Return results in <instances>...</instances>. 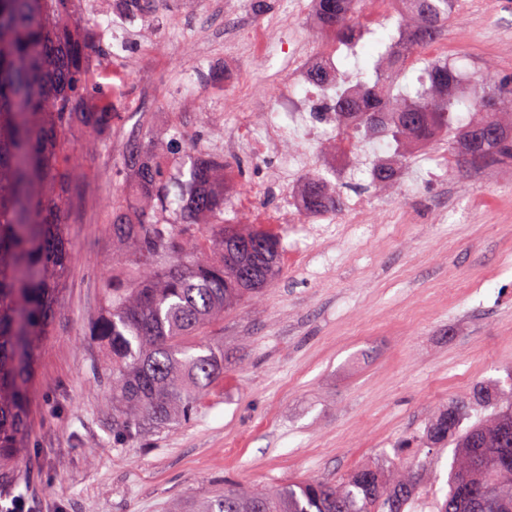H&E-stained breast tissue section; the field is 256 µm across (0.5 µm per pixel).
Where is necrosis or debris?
<instances>
[{"instance_id": "necrosis-or-debris-1", "label": "necrosis or debris", "mask_w": 512, "mask_h": 512, "mask_svg": "<svg viewBox=\"0 0 512 512\" xmlns=\"http://www.w3.org/2000/svg\"><path fill=\"white\" fill-rule=\"evenodd\" d=\"M301 0H289L287 21H262L253 15L241 16L230 28L227 46L235 52L269 56L283 52L289 74L299 75L305 91L302 98L287 94L285 98L269 101L260 115L238 114L224 130L220 144L225 154L238 153L240 148L253 149L262 155L276 152L283 144L301 141L326 142L332 140L336 127L335 113H328L322 120L312 116L314 107L328 96L327 87L311 79L320 64H333L332 55H317L309 38L293 25L294 19L303 17Z\"/></svg>"}]
</instances>
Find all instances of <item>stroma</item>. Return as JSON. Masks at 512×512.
I'll list each match as a JSON object with an SVG mask.
<instances>
[{
  "label": "stroma",
  "instance_id": "obj_1",
  "mask_svg": "<svg viewBox=\"0 0 512 512\" xmlns=\"http://www.w3.org/2000/svg\"><path fill=\"white\" fill-rule=\"evenodd\" d=\"M212 6L227 19L250 10L248 0H167L153 21H136L123 117L107 148L75 153L62 312L36 353L24 481L0 502L18 494L24 512H169L228 482L274 488L393 465L417 475L404 512H438L452 450L424 438L434 413L458 404L482 416L469 403L474 386L512 373V163L432 173L418 153L385 188L365 166L377 143L363 144L329 179L342 197L370 196L369 224L353 228L340 210L278 225L280 275L211 331L223 343V380L186 423L113 439L86 331L112 270V172L127 135L145 112L157 132L181 123L208 151L232 110L262 111L284 91L279 59L227 51L201 24ZM448 34L453 46L428 57L512 76L506 0H459ZM234 160L243 175L226 216L239 223L279 211L299 183L267 186L276 155ZM395 210L415 223L391 220Z\"/></svg>",
  "mask_w": 512,
  "mask_h": 512
}]
</instances>
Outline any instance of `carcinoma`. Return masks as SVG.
Segmentation results:
<instances>
[{"instance_id": "carcinoma-1", "label": "carcinoma", "mask_w": 512, "mask_h": 512, "mask_svg": "<svg viewBox=\"0 0 512 512\" xmlns=\"http://www.w3.org/2000/svg\"><path fill=\"white\" fill-rule=\"evenodd\" d=\"M124 2L130 18L148 21L163 0ZM410 5L397 26L415 32V52L378 38L386 62L372 71L373 83H336L338 148L382 133L399 145L446 139L470 168L511 162L512 81L484 72L470 82L448 58L424 60L428 41L448 31L457 0ZM316 10L336 51L374 34L363 0H316ZM99 55L82 0H0V486L17 480L34 354L62 311L72 259L73 133L104 148L119 117L121 100L99 81ZM462 103L480 119L460 122ZM192 149L178 125L159 137L143 113L121 162L129 197L112 205V250L124 258L102 281L103 304L88 329L106 354L100 372L119 441L191 418L199 397L224 377V356L207 330L281 271L276 230L224 218L233 165L223 154H199L188 171L173 173L179 153ZM399 173L398 163L378 162L370 176L387 186ZM298 203L316 215L339 210L341 197L313 174ZM473 399L493 411L465 428L463 409L440 413L426 432L453 448L439 512H512V377L504 386H476ZM409 478L398 468L382 475L363 467L347 479L275 491L236 485L200 496L193 512H402Z\"/></svg>"}]
</instances>
